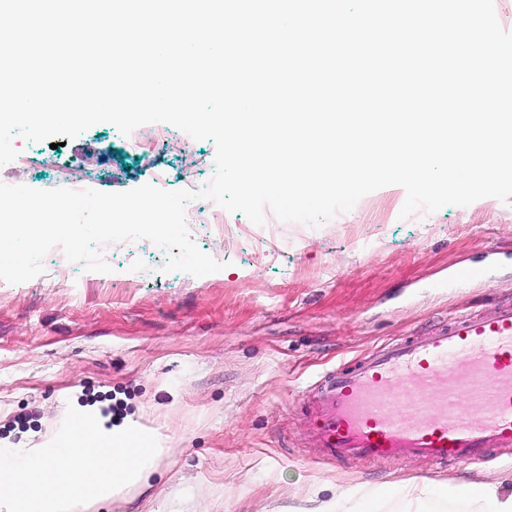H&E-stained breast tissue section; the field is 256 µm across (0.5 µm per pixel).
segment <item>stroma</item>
<instances>
[{
  "label": "stroma",
  "mask_w": 512,
  "mask_h": 512,
  "mask_svg": "<svg viewBox=\"0 0 512 512\" xmlns=\"http://www.w3.org/2000/svg\"><path fill=\"white\" fill-rule=\"evenodd\" d=\"M14 146L0 174L38 190L76 177L104 192L200 190L216 171L213 141L165 123ZM405 199L386 186L317 227L219 210L220 227H189L223 265L202 277L163 273L168 252L139 240L108 273L71 261L0 281V442L37 440L71 402L114 424L153 422L170 441L156 474L91 512H277L313 485L328 498L340 484L409 479L493 481L512 495V455L495 450L443 467L319 462L308 446L321 372L512 300V204L486 197L403 219ZM464 266L480 277L453 279Z\"/></svg>",
  "instance_id": "1"
}]
</instances>
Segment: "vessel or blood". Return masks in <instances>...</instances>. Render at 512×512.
I'll return each mask as SVG.
<instances>
[{"label": "vessel or blood", "mask_w": 512, "mask_h": 512, "mask_svg": "<svg viewBox=\"0 0 512 512\" xmlns=\"http://www.w3.org/2000/svg\"><path fill=\"white\" fill-rule=\"evenodd\" d=\"M309 445L317 459L422 457L439 465L512 453V303L419 340L398 339L320 374ZM472 412H462L459 397Z\"/></svg>", "instance_id": "b4317fda"}]
</instances>
